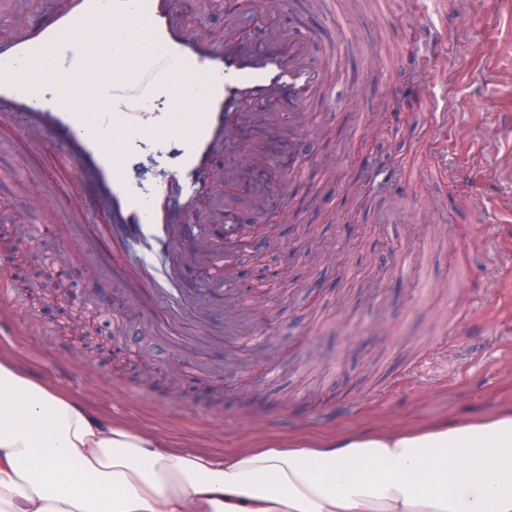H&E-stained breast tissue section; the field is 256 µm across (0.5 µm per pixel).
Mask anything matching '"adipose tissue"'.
<instances>
[{
    "instance_id": "obj_1",
    "label": "adipose tissue",
    "mask_w": 512,
    "mask_h": 512,
    "mask_svg": "<svg viewBox=\"0 0 512 512\" xmlns=\"http://www.w3.org/2000/svg\"><path fill=\"white\" fill-rule=\"evenodd\" d=\"M0 512H512V401L215 454L101 415L0 353Z\"/></svg>"
}]
</instances>
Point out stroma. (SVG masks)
<instances>
[{
	"label": "stroma",
	"mask_w": 512,
	"mask_h": 512,
	"mask_svg": "<svg viewBox=\"0 0 512 512\" xmlns=\"http://www.w3.org/2000/svg\"><path fill=\"white\" fill-rule=\"evenodd\" d=\"M283 2L278 20L303 36L305 52L334 55V100L294 137L284 111L281 134L242 129L271 164L241 168L232 192L290 181L289 195L274 189L241 218L260 226L259 250L278 252L290 274L264 293L246 290L254 336L234 339L230 360L220 346L176 350L174 339L201 335L220 314L187 313L155 336L142 322L162 321L164 301L140 308L127 285L92 290L77 274L67 313L23 296L20 274L32 265L91 251L121 273L133 257L100 219L74 232L60 210L22 214L39 193L76 211L83 203L56 150H34L11 125L0 126V214L52 230L27 249L0 250V323L11 326L0 350L96 411L218 454L252 430L277 438L350 427L370 412L430 418L512 399V0ZM176 11L217 39L227 20L248 35L270 21L263 0H176ZM422 14L434 32L425 55ZM442 105L453 120L438 138ZM395 131L406 146L372 191L358 172L371 141ZM322 157L336 159L335 175ZM452 305L467 317L442 349Z\"/></svg>",
	"instance_id": "obj_1"
}]
</instances>
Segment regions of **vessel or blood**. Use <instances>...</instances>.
<instances>
[{
  "instance_id": "obj_1",
  "label": "vessel or blood",
  "mask_w": 512,
  "mask_h": 512,
  "mask_svg": "<svg viewBox=\"0 0 512 512\" xmlns=\"http://www.w3.org/2000/svg\"><path fill=\"white\" fill-rule=\"evenodd\" d=\"M173 0H36V23L15 17L13 0H0V17L12 20L0 37V124L21 121L25 137L37 146L60 151L71 166L77 186L87 197L86 213L107 216L115 232L136 251L157 257L152 268L135 273L166 299L172 317L185 309L222 306L225 336L242 335L245 318L233 289L216 300L213 289L198 291L192 301L180 297L177 285L187 269L220 265L230 273L229 241L238 225L226 223L230 210L253 211L268 193L256 187L251 196H225L224 209L194 215L191 201L216 182L208 166L220 148L235 145L241 162L268 165L267 157L240 142L243 120L265 131H276L274 109L288 108L292 131L306 127V105L322 88L325 66L308 62L293 33L280 25L264 26L259 41L246 38L234 24L224 27V49L214 52L212 35L201 28L176 23ZM133 33L140 40L143 60L127 69L121 54L112 60L83 53L71 76L78 88L108 101L107 112L74 111L69 94H49L48 77L63 62L61 49L75 35L109 33L114 39ZM38 67L18 79L24 61ZM109 69L111 76L92 80V73ZM255 99L265 100L264 112H248ZM151 143L172 154L149 196L131 184L117 156L134 146ZM225 222L223 243L198 237L194 247L180 251L186 225Z\"/></svg>"
}]
</instances>
